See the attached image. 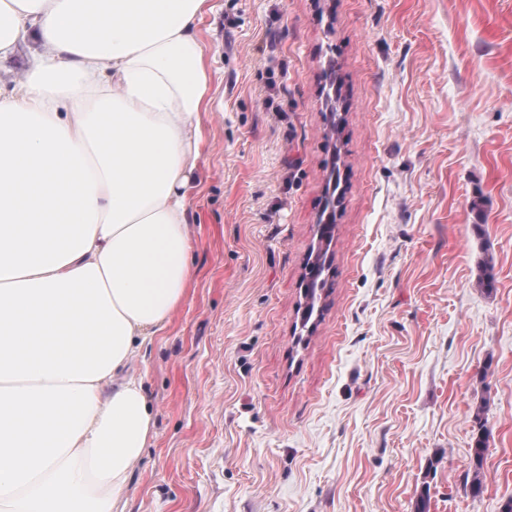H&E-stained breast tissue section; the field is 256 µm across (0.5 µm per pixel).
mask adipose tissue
Here are the masks:
<instances>
[{"label": "adipose tissue", "instance_id": "1", "mask_svg": "<svg viewBox=\"0 0 512 512\" xmlns=\"http://www.w3.org/2000/svg\"><path fill=\"white\" fill-rule=\"evenodd\" d=\"M212 0H0V512H125L129 365L193 279ZM34 48L33 43H25L18 47L15 55L8 62L7 68L10 69V72L1 71L0 79L1 85L10 86L11 80L21 76L25 70V64L27 58L31 52V49Z\"/></svg>", "mask_w": 512, "mask_h": 512}]
</instances>
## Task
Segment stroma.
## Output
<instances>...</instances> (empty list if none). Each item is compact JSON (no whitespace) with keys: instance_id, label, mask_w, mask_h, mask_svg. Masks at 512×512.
Here are the masks:
<instances>
[{"instance_id":"obj_1","label":"stroma","mask_w":512,"mask_h":512,"mask_svg":"<svg viewBox=\"0 0 512 512\" xmlns=\"http://www.w3.org/2000/svg\"><path fill=\"white\" fill-rule=\"evenodd\" d=\"M213 2L196 276L131 364L126 512H502L512 0Z\"/></svg>"}]
</instances>
